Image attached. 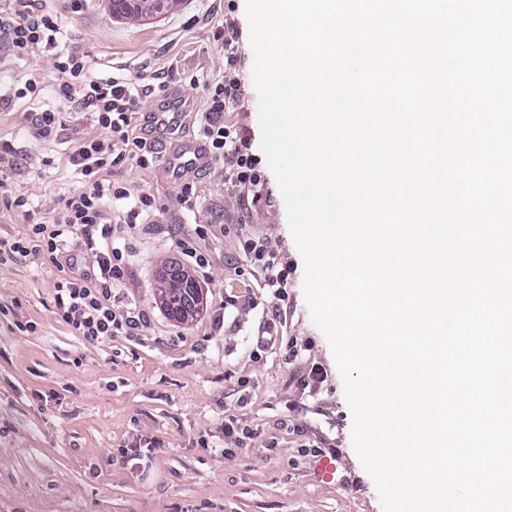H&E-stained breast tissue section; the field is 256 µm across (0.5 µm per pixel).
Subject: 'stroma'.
<instances>
[{
    "label": "stroma",
    "instance_id": "1",
    "mask_svg": "<svg viewBox=\"0 0 512 512\" xmlns=\"http://www.w3.org/2000/svg\"><path fill=\"white\" fill-rule=\"evenodd\" d=\"M66 49L84 55L92 76L143 77L142 113L155 110L159 84L202 103L203 87L224 77V22L238 31L246 95L232 120L259 143L246 0H184L180 10L133 26L103 0L73 11L54 0ZM44 75V100L56 95L48 54L0 61V85L30 71ZM29 99L0 109V142L18 153L0 169L12 194L52 215L61 196L82 189L67 162L70 132L41 140ZM52 166H42V158ZM260 197L227 190L214 164L187 175L198 195L182 210L181 185L162 166L128 162L114 177L154 195L179 225H137L126 244L123 292L144 326L133 336L91 344L55 313V283L67 272L47 255L0 265V512H383L376 486L351 438L352 415L330 345L313 323L303 292L302 256L267 162ZM209 264L197 283L204 304L196 320L171 321L154 298L158 266L192 268L175 245L193 236ZM263 238L290 268L286 300L264 287L245 240ZM37 331L24 334L15 321ZM322 371L323 383L312 379ZM247 430L241 441L225 421ZM337 459V479L323 483L312 464Z\"/></svg>",
    "mask_w": 512,
    "mask_h": 512
}]
</instances>
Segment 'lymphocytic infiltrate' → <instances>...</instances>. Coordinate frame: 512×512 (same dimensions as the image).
Returning a JSON list of instances; mask_svg holds the SVG:
<instances>
[{
    "instance_id": "f902f5d3",
    "label": "lymphocytic infiltrate",
    "mask_w": 512,
    "mask_h": 512,
    "mask_svg": "<svg viewBox=\"0 0 512 512\" xmlns=\"http://www.w3.org/2000/svg\"><path fill=\"white\" fill-rule=\"evenodd\" d=\"M58 12L47 0H12L0 14V59L22 60L36 53L54 56L58 86L54 102H41L44 81L40 73H30L22 87L0 94V107L14 100L37 101L34 125L42 140L56 139L70 131L74 145L68 156L71 166L85 181L83 190L61 201L58 212L49 217L28 211V200L8 193L0 180V207L24 212V236L10 242L0 240V264L45 253L54 261H70V237L80 234L83 244L95 257L92 272H80L62 279L54 287L58 318L89 343H104L115 336H129L141 324L139 313L125 306L121 293L125 268L122 241L127 228L159 213L152 194L112 179L113 168L124 161L146 167L159 162L155 142L137 132L133 119L140 110L143 87L139 78L89 75L82 56L60 46ZM224 80L208 87L200 134L212 161L221 162L224 183L240 195L259 194L263 187L257 160L249 139L225 115L237 111L244 89L237 69L238 41L233 25L224 31ZM94 124L98 134L82 135L85 124ZM127 202L125 212H117L114 202ZM250 263L264 275V285L284 291L288 270L263 240L245 241Z\"/></svg>"
}]
</instances>
